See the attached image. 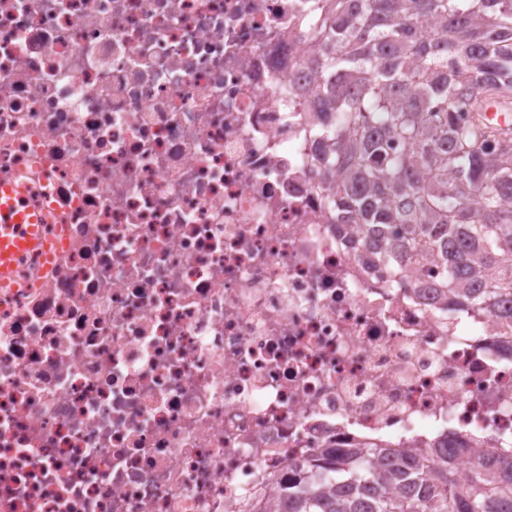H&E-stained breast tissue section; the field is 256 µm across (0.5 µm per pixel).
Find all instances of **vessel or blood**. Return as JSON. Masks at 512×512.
Wrapping results in <instances>:
<instances>
[{"label": "vessel or blood", "instance_id": "vessel-or-blood-1", "mask_svg": "<svg viewBox=\"0 0 512 512\" xmlns=\"http://www.w3.org/2000/svg\"><path fill=\"white\" fill-rule=\"evenodd\" d=\"M26 194L24 184L0 183V281L4 283L25 254L47 249L36 217L20 203Z\"/></svg>", "mask_w": 512, "mask_h": 512}]
</instances>
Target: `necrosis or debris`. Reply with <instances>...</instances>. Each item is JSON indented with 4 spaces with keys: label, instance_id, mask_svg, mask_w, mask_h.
Here are the masks:
<instances>
[{
    "label": "necrosis or debris",
    "instance_id": "necrosis-or-debris-1",
    "mask_svg": "<svg viewBox=\"0 0 512 512\" xmlns=\"http://www.w3.org/2000/svg\"><path fill=\"white\" fill-rule=\"evenodd\" d=\"M311 0H0V512H239L324 451L512 466V325L366 265L291 89ZM27 195L23 183H0V281L13 276L18 261L27 253H47V245L34 226L37 217L22 209L20 199Z\"/></svg>",
    "mask_w": 512,
    "mask_h": 512
}]
</instances>
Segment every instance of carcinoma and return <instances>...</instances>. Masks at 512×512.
<instances>
[{
	"mask_svg": "<svg viewBox=\"0 0 512 512\" xmlns=\"http://www.w3.org/2000/svg\"><path fill=\"white\" fill-rule=\"evenodd\" d=\"M313 86L323 182L336 223L406 272L447 262L452 300L481 315L512 306V132L486 105L512 106V0H318ZM347 478L313 459L285 512H512V471L477 461L458 482L433 458L358 448Z\"/></svg>",
	"mask_w": 512,
	"mask_h": 512,
	"instance_id": "carcinoma-1",
	"label": "carcinoma"
}]
</instances>
